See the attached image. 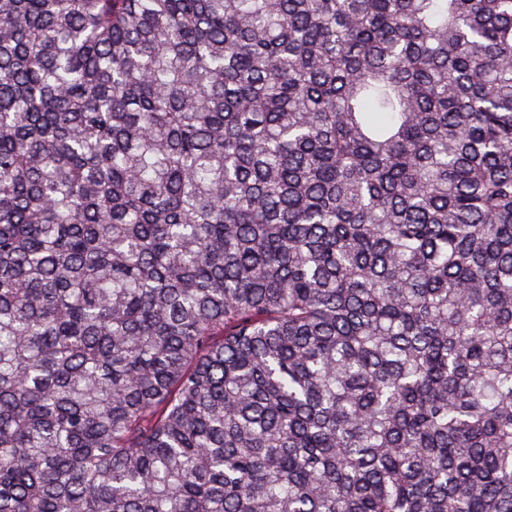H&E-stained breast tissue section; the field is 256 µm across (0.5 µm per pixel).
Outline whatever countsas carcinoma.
<instances>
[{
    "mask_svg": "<svg viewBox=\"0 0 512 512\" xmlns=\"http://www.w3.org/2000/svg\"><path fill=\"white\" fill-rule=\"evenodd\" d=\"M0 512H512V0H0Z\"/></svg>",
    "mask_w": 512,
    "mask_h": 512,
    "instance_id": "1",
    "label": "carcinoma"
}]
</instances>
